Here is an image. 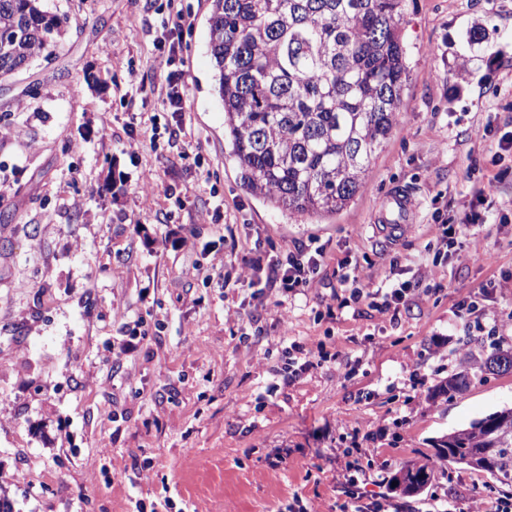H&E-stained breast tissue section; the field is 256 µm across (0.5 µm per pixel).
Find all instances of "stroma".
Instances as JSON below:
<instances>
[{"label":"stroma","mask_w":512,"mask_h":512,"mask_svg":"<svg viewBox=\"0 0 512 512\" xmlns=\"http://www.w3.org/2000/svg\"><path fill=\"white\" fill-rule=\"evenodd\" d=\"M41 6L65 43L0 92V496L12 512H288L297 498L340 512L353 491L406 512L434 496L493 501L501 485L461 465L439 466L417 497L391 480L433 440L512 406V370L427 398L489 353V331L512 347V288L500 285L512 276V154L499 149L512 131V0H405L394 130L365 186L323 219L243 186L215 90L211 0L184 2L177 141L158 94L166 0ZM474 30L488 41L471 43ZM478 167L501 176L479 207L486 262L444 256L436 230L437 217H462ZM398 189L413 207L391 239L374 213ZM214 209L223 220L204 222ZM310 242L325 249L319 273L302 291L277 288L270 264ZM255 258L252 286L235 287ZM354 266L375 286L411 282L413 298L379 314L341 283ZM479 296L497 316L477 328L460 304ZM313 341V367L284 380L290 345Z\"/></svg>","instance_id":"obj_1"}]
</instances>
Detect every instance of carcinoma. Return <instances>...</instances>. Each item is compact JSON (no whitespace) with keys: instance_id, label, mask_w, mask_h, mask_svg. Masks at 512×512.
Wrapping results in <instances>:
<instances>
[{"instance_id":"1","label":"carcinoma","mask_w":512,"mask_h":512,"mask_svg":"<svg viewBox=\"0 0 512 512\" xmlns=\"http://www.w3.org/2000/svg\"><path fill=\"white\" fill-rule=\"evenodd\" d=\"M403 0H212L209 47L224 124L243 185L298 215H333L364 187L394 129L407 77ZM66 30L39 0H0V83L55 58ZM512 369L492 345L473 371L448 377L447 399L472 380ZM512 484V408L448 433L433 457L401 467L407 496L435 479V462Z\"/></svg>"}]
</instances>
